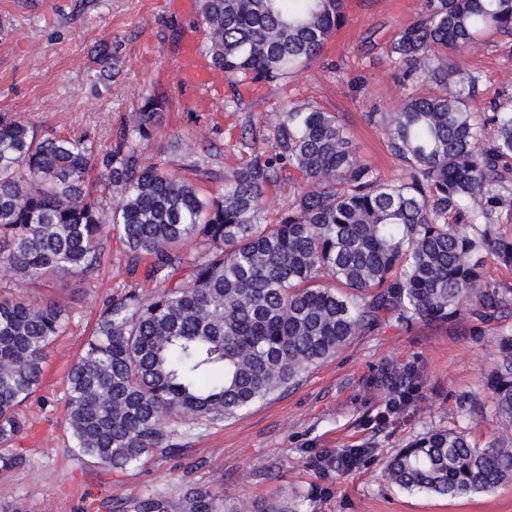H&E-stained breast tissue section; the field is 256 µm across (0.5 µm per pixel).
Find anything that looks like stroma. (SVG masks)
I'll return each mask as SVG.
<instances>
[{
	"instance_id": "1",
	"label": "stroma",
	"mask_w": 512,
	"mask_h": 512,
	"mask_svg": "<svg viewBox=\"0 0 512 512\" xmlns=\"http://www.w3.org/2000/svg\"><path fill=\"white\" fill-rule=\"evenodd\" d=\"M424 3L347 0L346 21L317 62L238 107L225 80L205 94L182 86L179 37L193 32L203 41L207 30L201 17L177 13L173 0H0V113L104 144L150 90L163 92L164 120L142 142L143 153L167 150L175 166L212 191L228 169L251 160L253 148L271 150L269 123L284 103L310 104L336 113L358 157L393 180L404 171L365 115L400 109L391 43ZM102 46L119 58L117 78L101 74ZM462 59L478 78L476 108L489 113L512 98V37L488 32ZM201 129L208 136L202 144L194 140ZM246 133L256 147L244 145ZM105 248L111 263L94 281L64 274L49 290L71 311L69 331L48 349L43 384L21 409L25 433L0 444V455L25 461L0 469V512H119L148 491L181 512L191 488L222 498L224 512H253L286 498L302 499L306 512H512V483L443 499L402 491L385 472L391 456L432 429L466 431L481 446L500 435L486 381L500 360L499 330L512 325L507 310L493 319L468 314L411 326L386 320L289 390L242 417L194 428L182 454L145 468L115 474L77 456L66 422L67 370L103 298L128 285L122 244L112 237ZM396 365L414 367L420 387L414 406L390 416L381 376ZM343 448L363 451L352 470L318 465L319 456Z\"/></svg>"
}]
</instances>
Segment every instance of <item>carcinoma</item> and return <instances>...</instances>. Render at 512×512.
I'll use <instances>...</instances> for the list:
<instances>
[{
    "label": "carcinoma",
    "mask_w": 512,
    "mask_h": 512,
    "mask_svg": "<svg viewBox=\"0 0 512 512\" xmlns=\"http://www.w3.org/2000/svg\"><path fill=\"white\" fill-rule=\"evenodd\" d=\"M202 53L233 88L286 83L315 62L346 18V0H203ZM512 36V0H426L399 32L392 61L405 96L369 112L405 170L380 179L356 155L336 113L287 104L270 123L274 151L257 152L205 194L162 150L141 142L163 119L148 94L111 143L44 133L0 113V263L46 283L89 278L110 263L117 235L132 282L104 300L67 375L74 451L115 472L183 452L206 422L231 419L336 357L385 315L446 322L469 305L492 318L512 305L491 270L512 267V101L484 118L469 104L476 77L459 56L487 31ZM304 186L277 222L265 200L282 169ZM205 245L196 257L183 244ZM60 300L0 295V442L22 434L21 405L40 388L47 348L67 328ZM487 381L504 435L432 429L387 463L408 493L457 498L512 480V325ZM390 409L416 402L414 369L393 370ZM131 512H169L148 492ZM183 512H223L191 490Z\"/></svg>",
    "instance_id": "1"
}]
</instances>
